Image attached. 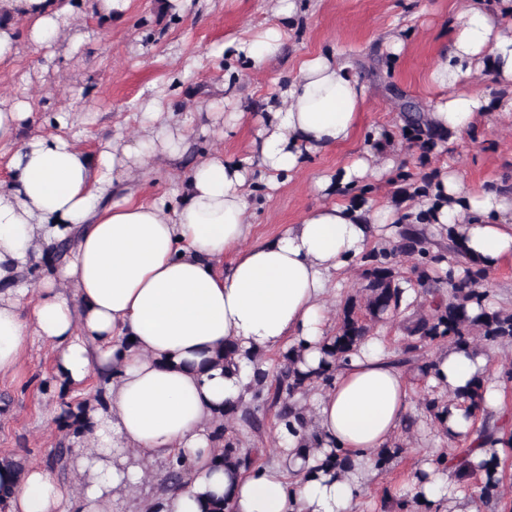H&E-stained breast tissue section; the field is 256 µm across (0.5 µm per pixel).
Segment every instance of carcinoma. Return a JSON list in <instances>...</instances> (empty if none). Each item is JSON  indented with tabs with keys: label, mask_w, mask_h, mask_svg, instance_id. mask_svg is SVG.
Masks as SVG:
<instances>
[{
	"label": "carcinoma",
	"mask_w": 512,
	"mask_h": 512,
	"mask_svg": "<svg viewBox=\"0 0 512 512\" xmlns=\"http://www.w3.org/2000/svg\"><path fill=\"white\" fill-rule=\"evenodd\" d=\"M402 116L410 140L425 149L429 140L424 138L427 123L421 106L406 99L402 103ZM448 251L452 256L448 271L441 278L430 277L425 267L432 259L430 241L426 229L410 224L400 231L399 240L389 250L367 252L361 259L363 278L367 281L364 288L363 304L350 298L343 307V316L336 334L329 337L323 345L325 362L334 364L345 360L369 333V326L357 315L359 306L365 308L370 321L376 323L390 316H403V329L407 342L403 352L409 353L422 346L439 345L448 342L458 347H469L480 340L494 346L512 344V312L496 308H480L472 312L471 305L481 304L483 293L480 287L488 277V269L476 260H468L464 276L455 275L456 259L465 257L462 242L455 234V228L448 227ZM416 255L420 258L417 269L420 273L423 296H439V302L429 312L410 311V307H401V257ZM298 355L290 351L282 356V362L271 372H257L258 385L253 389L257 395L266 397V401L277 407L275 424H289V418L295 414V404L291 403L294 394L303 391L305 378L296 367ZM89 401L84 400L74 408L63 412L64 425L78 435L86 428V415ZM216 439L221 442L220 462L249 467L250 457L242 452L240 440L230 434L224 424H219ZM471 449L464 448L457 455L454 471L456 480L472 479L470 496L490 509L498 512L507 508L504 503L500 461L496 455L484 462L485 476L481 477L469 469ZM189 463L182 455L171 459L167 464V481L173 485L182 483Z\"/></svg>",
	"instance_id": "1"
}]
</instances>
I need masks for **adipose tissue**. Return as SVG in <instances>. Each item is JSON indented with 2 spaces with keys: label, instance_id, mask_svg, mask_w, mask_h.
<instances>
[{
  "label": "adipose tissue",
  "instance_id": "adipose-tissue-1",
  "mask_svg": "<svg viewBox=\"0 0 512 512\" xmlns=\"http://www.w3.org/2000/svg\"><path fill=\"white\" fill-rule=\"evenodd\" d=\"M131 2L0 0V64L27 44L70 55L88 37L77 13L122 20ZM510 16L512 0H467L449 22L429 74L435 95L427 118L438 139L474 129L486 113L512 112V33L503 25ZM284 37L276 25L249 28L218 47L226 73L215 101L223 109L206 113L209 124L236 129L244 118L241 71L276 59ZM482 74L495 82L496 96L461 91ZM367 97L336 49L305 58L280 84L245 152L204 150L153 199L142 196L145 171L160 160L180 166L189 138L169 95L143 106L134 136L116 133L92 154L64 133L86 123V113L58 112L59 133L46 135L34 128L32 100L0 102V159L9 171L0 180V376L15 373L38 340L51 348L62 379L74 387L94 382L104 400L89 413V431L73 440L76 481L34 465L0 469L6 512H112L149 478L147 462L179 454L190 463L182 484L140 512H202L207 496L223 500L226 512H352L376 474L377 453L395 447L414 410L410 384L379 337L368 336L328 384L296 394L299 417L291 429H274V465H219L211 438L218 409L250 399L258 359L268 352L293 347L301 372L322 369L338 273L371 244L391 248L397 225L426 224L438 236L451 225L484 265L512 260V188L465 190L458 170L447 166L411 203L390 207L360 195L359 187L393 166L391 145L378 131L362 153L317 180L332 203L251 242L258 193L278 188L314 153L346 142ZM62 242L69 249L53 275L30 280V267ZM230 343L237 349L232 365H214ZM494 354L481 344L446 345L431 357L425 384L445 402L429 420L436 446L396 489L410 507L479 512L449 482L444 443L468 438L475 465L512 454V422L490 370ZM478 382L483 410L502 420L491 446L470 434L475 416L465 395ZM332 453L345 459L344 468L325 466Z\"/></svg>",
  "mask_w": 512,
  "mask_h": 512
}]
</instances>
